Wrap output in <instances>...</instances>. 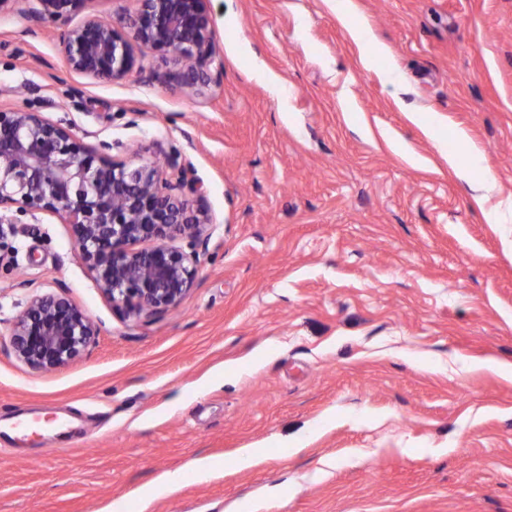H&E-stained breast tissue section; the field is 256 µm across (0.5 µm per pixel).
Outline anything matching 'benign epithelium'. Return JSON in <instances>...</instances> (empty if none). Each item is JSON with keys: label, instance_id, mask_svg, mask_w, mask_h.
Wrapping results in <instances>:
<instances>
[{"label": "benign epithelium", "instance_id": "7a95c632", "mask_svg": "<svg viewBox=\"0 0 512 512\" xmlns=\"http://www.w3.org/2000/svg\"><path fill=\"white\" fill-rule=\"evenodd\" d=\"M22 10L27 31L49 28L59 36L67 69L94 81L133 73L157 78L147 56L182 66L177 81L197 95L212 80L216 32L212 0H136L114 23L95 14L81 21L88 0H0V15ZM41 110L0 108V223L13 215L59 217L71 228L75 256L94 274L112 308L139 319L175 308L192 288L212 219L193 199L203 185L163 154L164 164L111 154L113 144H90L72 126ZM98 334L95 322L64 294L29 296L11 323L16 357L32 370L79 358Z\"/></svg>", "mask_w": 512, "mask_h": 512}]
</instances>
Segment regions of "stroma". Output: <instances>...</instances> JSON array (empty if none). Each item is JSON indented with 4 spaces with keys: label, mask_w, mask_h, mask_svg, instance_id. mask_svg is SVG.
Masks as SVG:
<instances>
[{
    "label": "stroma",
    "mask_w": 512,
    "mask_h": 512,
    "mask_svg": "<svg viewBox=\"0 0 512 512\" xmlns=\"http://www.w3.org/2000/svg\"><path fill=\"white\" fill-rule=\"evenodd\" d=\"M354 7L399 84L363 67L331 0H212L223 72L193 98L172 64L71 74L55 34L0 16L1 107L50 97L116 158L180 153L215 223L187 296L138 320L59 218L0 228V417L42 426L0 438V512H512V223L468 184L512 198V0ZM470 148L467 178L443 154ZM61 288L99 334L31 370L17 303ZM249 447L264 457L230 466Z\"/></svg>",
    "instance_id": "35a3bbf8"
}]
</instances>
